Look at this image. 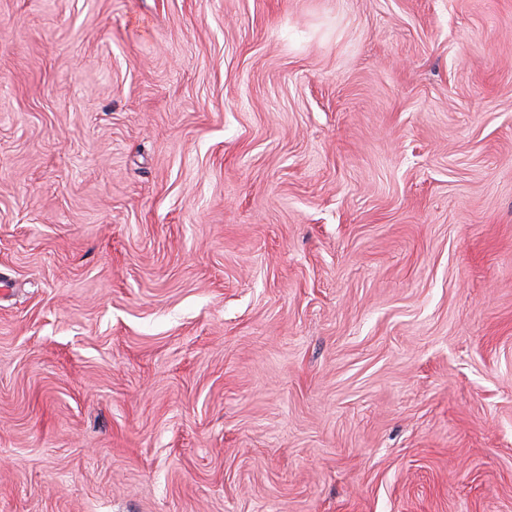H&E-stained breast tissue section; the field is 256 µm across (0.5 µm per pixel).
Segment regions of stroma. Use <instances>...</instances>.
Returning <instances> with one entry per match:
<instances>
[{"mask_svg": "<svg viewBox=\"0 0 512 512\" xmlns=\"http://www.w3.org/2000/svg\"><path fill=\"white\" fill-rule=\"evenodd\" d=\"M0 512H512V0H0Z\"/></svg>", "mask_w": 512, "mask_h": 512, "instance_id": "stroma-1", "label": "stroma"}]
</instances>
